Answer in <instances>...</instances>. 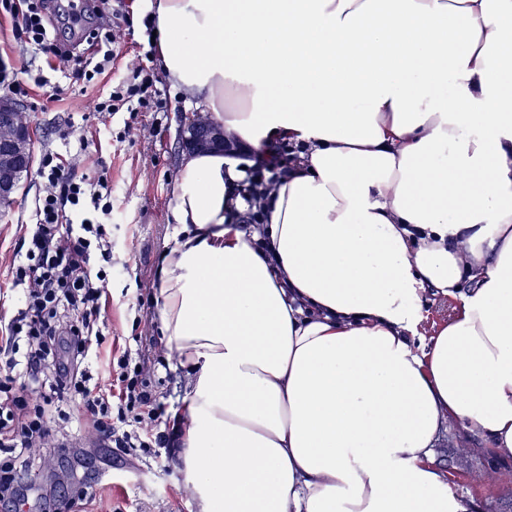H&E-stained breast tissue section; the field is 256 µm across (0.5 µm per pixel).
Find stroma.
<instances>
[{"mask_svg": "<svg viewBox=\"0 0 512 512\" xmlns=\"http://www.w3.org/2000/svg\"><path fill=\"white\" fill-rule=\"evenodd\" d=\"M63 92L58 101L48 102L49 88H30L19 106L26 112L33 130L32 150L64 151L54 129V116L66 113L73 123V136L93 140L112 179V304L106 315L112 346L123 349L133 336L144 335L150 342L143 348L156 366L153 384L165 405L166 414L181 408L189 391L188 378L164 347L154 342L157 307L152 286L157 263L165 244L174 234L168 202L180 171L183 149L179 132L191 117L184 95L168 88L170 109L139 113L133 129H125L127 113L111 115L90 111L91 98L104 94L110 79L91 84L61 79ZM41 188L37 173L20 183L12 208L0 214V313L12 306L8 290V268L35 207ZM96 468L86 477L97 480L89 512H196L194 499L185 490L183 468L174 451L161 457L135 458L120 450L88 445ZM438 458L448 472V486L457 496L476 502V512H512V466H496L480 452L463 453L456 435L442 443ZM31 512H48L42 491L53 488L56 507L81 490L74 480L72 464L60 458L29 480ZM499 488L488 496L490 488Z\"/></svg>", "mask_w": 512, "mask_h": 512, "instance_id": "35a3bbf8", "label": "stroma"}]
</instances>
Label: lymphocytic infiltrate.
<instances>
[{"instance_id":"1","label":"lymphocytic infiltrate","mask_w":512,"mask_h":512,"mask_svg":"<svg viewBox=\"0 0 512 512\" xmlns=\"http://www.w3.org/2000/svg\"><path fill=\"white\" fill-rule=\"evenodd\" d=\"M101 21L75 49L59 44L45 0H0L11 20L10 36L25 44L30 61L55 56L76 66L91 83L111 69L118 55L115 27L127 23L124 0H93ZM169 108L152 69L140 65L107 97L92 99L95 112H142ZM69 124L58 128L65 152L39 159L44 181L9 271L16 296L10 317H0V512H23L28 501L22 474L53 461L80 439L131 456L170 445L162 429L163 408L151 381L153 370L133 354L104 353L101 313L112 303L107 288L112 267V184L87 139H72ZM82 157L85 171L73 159ZM78 403L80 412L54 426L50 409Z\"/></svg>"}]
</instances>
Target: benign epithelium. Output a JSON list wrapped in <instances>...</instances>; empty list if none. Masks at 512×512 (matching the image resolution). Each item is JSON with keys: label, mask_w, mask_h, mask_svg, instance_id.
I'll use <instances>...</instances> for the list:
<instances>
[{"label": "benign epithelium", "mask_w": 512, "mask_h": 512, "mask_svg": "<svg viewBox=\"0 0 512 512\" xmlns=\"http://www.w3.org/2000/svg\"><path fill=\"white\" fill-rule=\"evenodd\" d=\"M29 123L9 98L0 97V202L13 200L18 178L31 169L33 155ZM186 150H204L224 145V132L210 118L196 116L182 136Z\"/></svg>", "instance_id": "1"}]
</instances>
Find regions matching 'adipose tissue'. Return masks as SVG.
I'll use <instances>...</instances> for the list:
<instances>
[{
  "instance_id": "obj_1",
  "label": "adipose tissue",
  "mask_w": 512,
  "mask_h": 512,
  "mask_svg": "<svg viewBox=\"0 0 512 512\" xmlns=\"http://www.w3.org/2000/svg\"><path fill=\"white\" fill-rule=\"evenodd\" d=\"M185 154L154 300L198 512H472L512 463V0H156ZM296 159L245 231L246 152ZM453 302L421 348L424 300ZM185 132L187 135L181 139L188 151L226 147L223 130L208 117L196 115V118L186 126ZM438 458L448 471V486L459 497L471 498L476 502L475 512H512V466H495L479 451L461 455L463 448L457 436L448 433V443L443 442ZM493 471L488 479L487 472ZM491 487H508L510 492L488 497L485 493Z\"/></svg>"
}]
</instances>
